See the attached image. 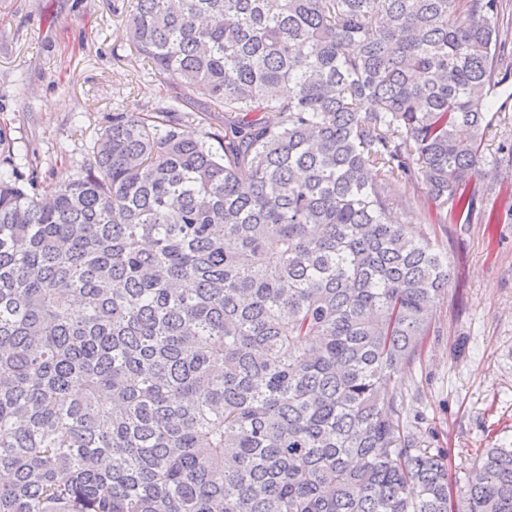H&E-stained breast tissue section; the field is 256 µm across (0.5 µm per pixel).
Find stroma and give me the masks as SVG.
Returning a JSON list of instances; mask_svg holds the SVG:
<instances>
[{
    "label": "stroma",
    "mask_w": 512,
    "mask_h": 512,
    "mask_svg": "<svg viewBox=\"0 0 512 512\" xmlns=\"http://www.w3.org/2000/svg\"><path fill=\"white\" fill-rule=\"evenodd\" d=\"M131 0H0V128L9 139L0 174L37 194L89 162L113 113H138L173 94L139 57L126 18ZM500 111L472 178L471 223L438 215L424 189L388 187L405 223L450 264L420 357L399 377L404 414L424 447L448 452V477L464 485L488 448H512V177L495 162L512 140V101Z\"/></svg>",
    "instance_id": "stroma-1"
}]
</instances>
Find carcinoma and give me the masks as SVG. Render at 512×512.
I'll return each mask as SVG.
<instances>
[{
  "label": "carcinoma",
  "mask_w": 512,
  "mask_h": 512,
  "mask_svg": "<svg viewBox=\"0 0 512 512\" xmlns=\"http://www.w3.org/2000/svg\"><path fill=\"white\" fill-rule=\"evenodd\" d=\"M504 9L134 0L181 108L48 202L0 177V512H512V448L455 492L401 420L450 272L385 194L470 223Z\"/></svg>",
  "instance_id": "carcinoma-1"
}]
</instances>
